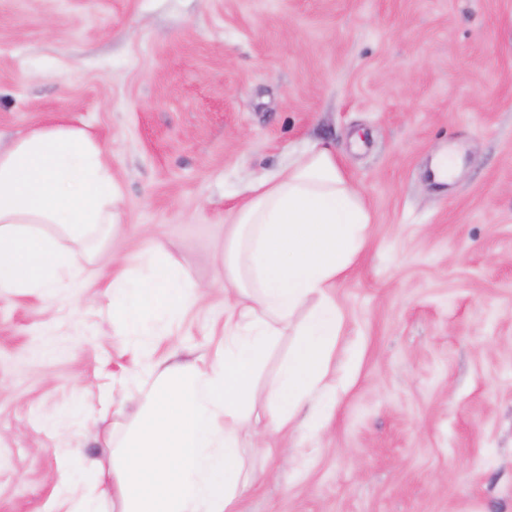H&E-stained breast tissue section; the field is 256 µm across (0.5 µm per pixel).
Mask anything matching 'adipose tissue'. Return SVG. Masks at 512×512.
I'll return each instance as SVG.
<instances>
[{
  "label": "adipose tissue",
  "mask_w": 512,
  "mask_h": 512,
  "mask_svg": "<svg viewBox=\"0 0 512 512\" xmlns=\"http://www.w3.org/2000/svg\"><path fill=\"white\" fill-rule=\"evenodd\" d=\"M122 194L102 151L82 131L33 130L0 151V295L52 296L82 287L81 259L61 254L52 224L81 241L121 220ZM371 216L333 149L314 146L277 178L251 185L224 226V356L165 369L145 359L133 374L142 413L118 449L112 491L121 512H235L253 480L241 455L251 434L271 450L323 385L344 317L334 288L366 244ZM142 264L141 277L130 274ZM112 315L124 330L151 333L201 295L159 255L112 259ZM296 339L273 383L254 377L282 329Z\"/></svg>",
  "instance_id": "ef3b65f1"
}]
</instances>
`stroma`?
Listing matches in <instances>:
<instances>
[{"label": "stroma", "mask_w": 512, "mask_h": 512, "mask_svg": "<svg viewBox=\"0 0 512 512\" xmlns=\"http://www.w3.org/2000/svg\"><path fill=\"white\" fill-rule=\"evenodd\" d=\"M65 125L103 151L125 222L86 283L0 296V512H119L114 443L144 343L109 253L163 255L205 295L154 359L224 351V212L313 145L371 215L320 436L303 410L238 512H512V0H0V150ZM462 149L452 183L433 155Z\"/></svg>", "instance_id": "stroma-1"}]
</instances>
